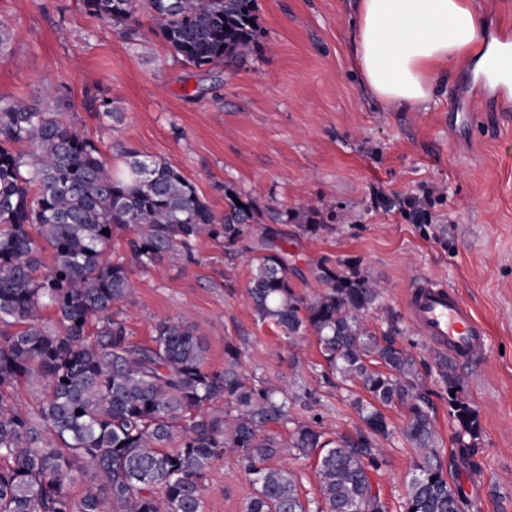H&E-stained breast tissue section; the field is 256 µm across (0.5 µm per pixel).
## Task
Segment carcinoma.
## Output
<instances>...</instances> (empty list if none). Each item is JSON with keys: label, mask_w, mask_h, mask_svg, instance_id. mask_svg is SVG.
<instances>
[{"label": "carcinoma", "mask_w": 512, "mask_h": 512, "mask_svg": "<svg viewBox=\"0 0 512 512\" xmlns=\"http://www.w3.org/2000/svg\"><path fill=\"white\" fill-rule=\"evenodd\" d=\"M82 7L126 35L148 14L172 55L195 68L242 61L257 43V0H82ZM91 105L122 119L108 98ZM22 143L29 150L16 149ZM121 154L116 169L62 113L0 98V512H204L207 472L226 452L254 488L246 512H310L293 473L275 464L285 448L315 458L322 512H388L371 474L386 463L393 430L383 408L395 404L407 408L401 434L416 452L404 512H471L448 481L423 362L401 342L395 318L378 330L367 325L384 295L380 284L357 265L322 261L323 290L297 294L288 276L292 239L270 226L252 233L264 214L250 200L239 206L226 189L218 213L169 162L133 147ZM346 219L322 202L273 216L309 239ZM120 230L128 259L114 261L107 251ZM204 235L230 258L251 237L256 318L290 338L313 332L327 372L360 383L367 397L351 399L362 421L354 434L328 440L320 426L292 418L314 393L242 374L231 342L224 368L208 369L203 332L190 321L163 319L147 342L131 341L119 317L135 291L131 267L190 259ZM45 308L57 327L44 322ZM433 365L462 433L451 463L470 464L477 416L458 396L448 355L436 354ZM21 383L41 386L32 412L14 403ZM279 423L293 425L286 441L267 432Z\"/></svg>", "instance_id": "cac0c4a2"}]
</instances>
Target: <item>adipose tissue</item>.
Returning a JSON list of instances; mask_svg holds the SVG:
<instances>
[{
	"label": "adipose tissue",
	"mask_w": 512,
	"mask_h": 512,
	"mask_svg": "<svg viewBox=\"0 0 512 512\" xmlns=\"http://www.w3.org/2000/svg\"><path fill=\"white\" fill-rule=\"evenodd\" d=\"M350 39L366 94L399 108L428 104L437 70H484L486 16L478 0H356Z\"/></svg>",
	"instance_id": "1"
}]
</instances>
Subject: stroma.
Returning a JSON list of instances; mask_svg holds the SVG:
<instances>
[{
    "instance_id": "1",
    "label": "stroma",
    "mask_w": 512,
    "mask_h": 512,
    "mask_svg": "<svg viewBox=\"0 0 512 512\" xmlns=\"http://www.w3.org/2000/svg\"><path fill=\"white\" fill-rule=\"evenodd\" d=\"M260 35L236 65L196 69L177 61L142 16L137 36L88 15L80 0H0V97L61 107L112 164L118 146L177 167L216 211L233 188L258 209L324 200L345 224L293 252L300 294L315 293L321 260H346L385 287L367 324L399 317L401 341L417 358L433 353L410 324L407 282L434 277L457 289L488 330L486 353L457 363L463 398L480 425L476 469H449L479 512H512V87L450 71L428 110L366 97L349 51L351 0H257ZM94 97L112 99L123 120L102 118ZM191 263L135 268V296L121 308L133 341L164 318L206 329V364L224 367V345L240 350L243 372L313 391L303 422L319 419L328 437L351 435L360 420L338 379L324 375L317 339H288L259 322L247 292L249 254L228 263L208 237ZM443 458L459 428L448 396L426 377ZM372 477L389 512H403L405 477L415 457L402 436ZM253 487L236 457L216 459L206 476L204 512H245Z\"/></svg>"
}]
</instances>
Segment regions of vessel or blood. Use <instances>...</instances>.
Here are the masks:
<instances>
[{"label": "vessel or blood", "instance_id": "obj_1", "mask_svg": "<svg viewBox=\"0 0 512 512\" xmlns=\"http://www.w3.org/2000/svg\"><path fill=\"white\" fill-rule=\"evenodd\" d=\"M409 320L428 346L467 361L485 352L488 334L484 324L443 281L422 277L406 292Z\"/></svg>", "mask_w": 512, "mask_h": 512}]
</instances>
